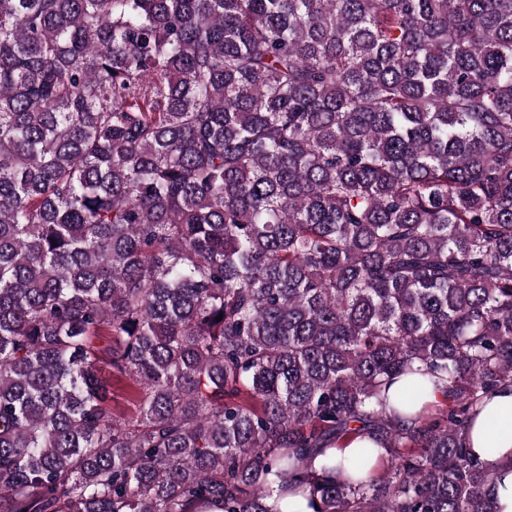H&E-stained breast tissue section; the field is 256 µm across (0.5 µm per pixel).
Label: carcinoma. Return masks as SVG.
Returning a JSON list of instances; mask_svg holds the SVG:
<instances>
[{
  "instance_id": "obj_1",
  "label": "carcinoma",
  "mask_w": 512,
  "mask_h": 512,
  "mask_svg": "<svg viewBox=\"0 0 512 512\" xmlns=\"http://www.w3.org/2000/svg\"><path fill=\"white\" fill-rule=\"evenodd\" d=\"M504 387L512 0H0V512H495ZM135 384L131 380H127L124 384L112 387V409L116 408L119 412L131 414L135 411ZM469 436L472 452L492 473L496 512H512V388L495 392L486 401ZM488 444L497 448L494 453L486 452Z\"/></svg>"
}]
</instances>
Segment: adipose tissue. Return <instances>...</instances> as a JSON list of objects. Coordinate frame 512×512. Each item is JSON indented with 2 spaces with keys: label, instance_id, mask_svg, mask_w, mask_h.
Masks as SVG:
<instances>
[{
  "label": "adipose tissue",
  "instance_id": "adipose-tissue-1",
  "mask_svg": "<svg viewBox=\"0 0 512 512\" xmlns=\"http://www.w3.org/2000/svg\"><path fill=\"white\" fill-rule=\"evenodd\" d=\"M472 452L491 471L492 497L497 512H512V389L487 400L470 433ZM494 453H487V446Z\"/></svg>",
  "mask_w": 512,
  "mask_h": 512
}]
</instances>
